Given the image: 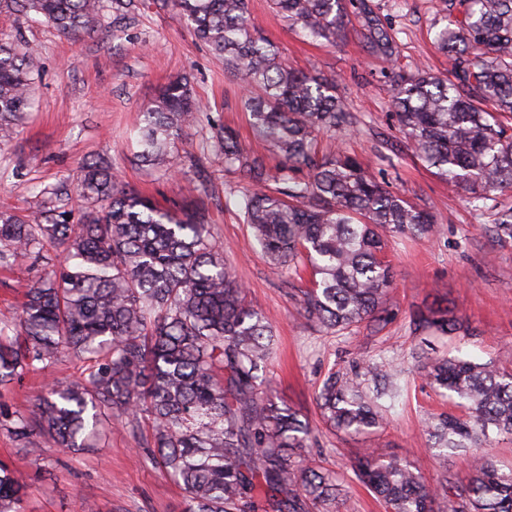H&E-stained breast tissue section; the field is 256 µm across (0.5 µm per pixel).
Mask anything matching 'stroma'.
<instances>
[{"instance_id": "stroma-1", "label": "stroma", "mask_w": 512, "mask_h": 512, "mask_svg": "<svg viewBox=\"0 0 512 512\" xmlns=\"http://www.w3.org/2000/svg\"><path fill=\"white\" fill-rule=\"evenodd\" d=\"M398 45L394 59L364 46L363 17L349 0V24L336 43L312 42L296 33L269 7L251 0L253 20L275 44L282 60L295 69L317 72L336 81L355 124L350 131L324 137L320 148L330 157H356L376 177L404 193L436 219L431 240H394L386 251L394 281L388 317L336 335L303 317L284 287V272L268 265L233 204L240 187L225 173L224 158L211 145V127L234 129L242 141L254 133L242 104L240 81L225 72L223 60L196 40L175 10H143L130 30L98 34L73 42L46 24L18 14L0 15V33L23 29L42 54L36 83L38 104L18 135L0 144V209L22 215L36 211L40 191L71 181L85 160L105 159L129 188L166 208L189 204L188 178L181 174L189 156L201 160L206 186L202 199L213 219V234L224 257L246 279L247 299L272 323L277 346L269 365L278 396L319 430L313 452L322 467L338 473L347 490L346 512H383L374 494L359 483L346 464L366 448L415 464L433 486L442 479L466 482L465 457L449 458L440 470L426 447L423 420L446 410L448 402L413 372L410 358L419 337L413 314L438 305L451 308L468 328L448 337L440 350L463 352L478 361L512 370V238L493 231L499 215L512 208V193L486 201L474 211L467 192L438 178L409 150L390 111L391 67L446 71L447 56L433 44L434 25L455 17L460 0H367ZM187 75L203 112L176 144L169 165L145 166L133 156L129 132L141 108L152 102L171 78ZM35 268H0V326L18 312L23 285ZM362 361L399 363L408 368V391L383 426L368 438H350L324 428L315 394L328 372ZM85 364L64 355L50 372L34 371L10 389L0 390V406L29 409L49 378L78 379ZM141 434L110 424L92 447L61 452L42 440V457L20 447L0 427V459L21 470L29 488L21 512H182L179 486L142 452Z\"/></svg>"}]
</instances>
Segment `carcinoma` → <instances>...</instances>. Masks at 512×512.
<instances>
[{
  "label": "carcinoma",
  "instance_id": "carcinoma-1",
  "mask_svg": "<svg viewBox=\"0 0 512 512\" xmlns=\"http://www.w3.org/2000/svg\"><path fill=\"white\" fill-rule=\"evenodd\" d=\"M462 17L435 32L445 74L391 70L392 115L408 148L472 203L512 192V0H462ZM170 6L245 89L255 143L214 126L224 171L245 184L236 206L269 264L311 287L291 288L304 317L332 333L382 322L393 283L390 237L428 239L436 219L357 159L318 156V138L349 127L336 82L297 72L253 24L249 0H152ZM290 27L329 43L349 19L346 0H272ZM52 25L77 42L137 21V0H0V14ZM386 56L383 31L366 37ZM38 49L20 32L0 38V143L36 105ZM201 106L187 79L162 88L131 133L137 161H166ZM282 159L267 166L263 152ZM77 193L91 207L75 218ZM39 212L0 210V266L44 265L26 283L16 321L0 327V388L50 368L62 350L89 362L75 382L55 381L30 414L0 410V425L38 457L48 435L61 451L88 448L104 418L148 429L143 449L185 493L184 512H342L336 474L310 449L315 432L279 398L267 374L275 335L247 301L238 273L212 237L204 203L162 208L122 185L108 163L88 161L72 183L42 192ZM61 249L57 262L44 246ZM431 338L464 324L448 308L414 319ZM417 369L459 413L428 418L429 449L443 473L448 456L472 449L465 485L427 486L418 468L366 448L351 468L385 512H512V467L481 451L491 435L512 438V373L464 356L414 350ZM401 366L331 370L316 394L323 422L367 436L407 391ZM26 476L0 463V512H20Z\"/></svg>",
  "mask_w": 512,
  "mask_h": 512
}]
</instances>
